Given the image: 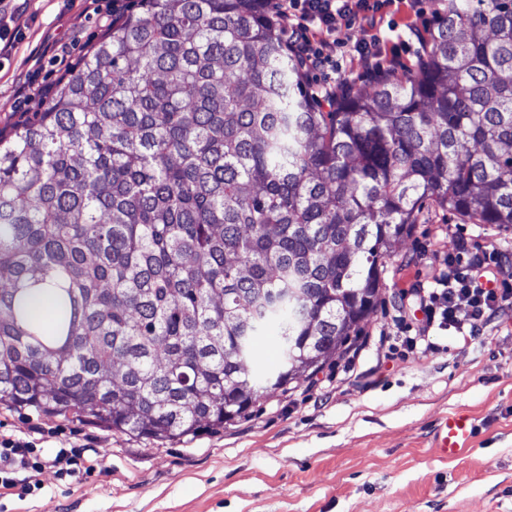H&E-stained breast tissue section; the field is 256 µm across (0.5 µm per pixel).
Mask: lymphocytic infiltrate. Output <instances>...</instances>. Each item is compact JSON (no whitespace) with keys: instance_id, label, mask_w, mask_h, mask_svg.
<instances>
[{"instance_id":"obj_1","label":"lymphocytic infiltrate","mask_w":512,"mask_h":512,"mask_svg":"<svg viewBox=\"0 0 512 512\" xmlns=\"http://www.w3.org/2000/svg\"><path fill=\"white\" fill-rule=\"evenodd\" d=\"M396 0H278L277 11L288 22V47L303 67L332 75L341 71L340 51L370 67L381 55L384 40L379 28L386 8ZM359 27L361 38L343 47L336 38L340 28ZM423 315L415 335L406 336V348H431L432 330L453 331L469 342L483 336L487 324L512 307V250L495 247L470 250L457 243L428 284L409 288ZM83 457L65 448L49 454L34 441L0 434V487L14 488L20 473H38L44 467L60 473H79Z\"/></svg>"}]
</instances>
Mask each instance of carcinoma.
<instances>
[{"mask_svg": "<svg viewBox=\"0 0 512 512\" xmlns=\"http://www.w3.org/2000/svg\"><path fill=\"white\" fill-rule=\"evenodd\" d=\"M139 3L0 136V404L174 439L342 353L423 203L512 228V0L331 112L265 0Z\"/></svg>", "mask_w": 512, "mask_h": 512, "instance_id": "cac0c4a2", "label": "carcinoma"}]
</instances>
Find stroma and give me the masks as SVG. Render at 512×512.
I'll use <instances>...</instances> for the list:
<instances>
[{
  "label": "stroma",
  "instance_id": "obj_1",
  "mask_svg": "<svg viewBox=\"0 0 512 512\" xmlns=\"http://www.w3.org/2000/svg\"><path fill=\"white\" fill-rule=\"evenodd\" d=\"M137 0H0V133L44 105L106 32L111 9ZM512 246V231L425 202L380 269L375 307L360 322L359 359H326L309 378L267 392L221 428L154 441L0 406V433L40 429L39 447L98 459L73 479L48 467L29 492L0 487V512H512V311L470 343L452 332L433 349L404 350L396 315L421 319L401 292L428 279L449 247ZM455 411L479 430L452 458L433 448Z\"/></svg>",
  "mask_w": 512,
  "mask_h": 512
}]
</instances>
